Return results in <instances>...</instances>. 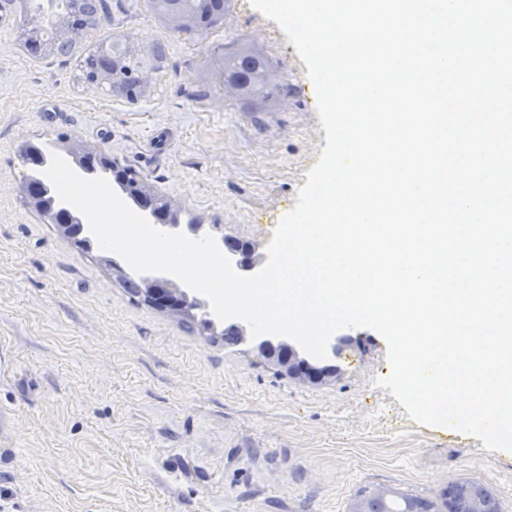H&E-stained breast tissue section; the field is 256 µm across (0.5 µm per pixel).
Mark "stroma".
I'll return each mask as SVG.
<instances>
[{"label":"stroma","mask_w":512,"mask_h":512,"mask_svg":"<svg viewBox=\"0 0 512 512\" xmlns=\"http://www.w3.org/2000/svg\"><path fill=\"white\" fill-rule=\"evenodd\" d=\"M105 3L73 54L41 59L0 7V512H350L364 488L436 501L463 480L512 512V453L413 422L376 384L389 373L377 332L335 333V378L276 374L249 344L129 298L24 203L22 142L64 156L76 140L264 246L325 145L305 64L250 0L201 36L166 27L150 0ZM124 35L167 46L134 103L78 79L79 53ZM241 40L287 80L275 108L244 111L225 90L221 58Z\"/></svg>","instance_id":"1"}]
</instances>
